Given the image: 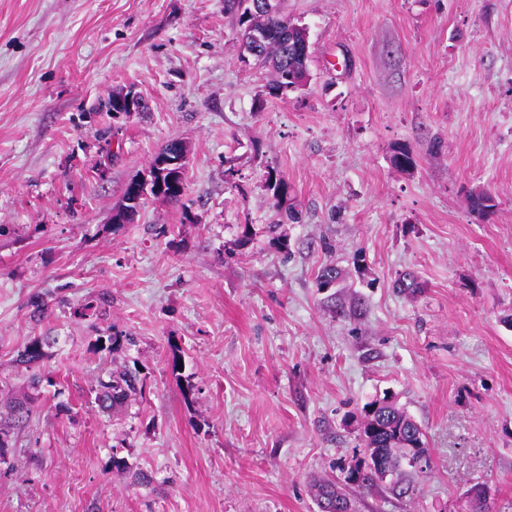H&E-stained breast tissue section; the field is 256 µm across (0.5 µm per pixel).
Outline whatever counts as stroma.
<instances>
[{"mask_svg":"<svg viewBox=\"0 0 512 512\" xmlns=\"http://www.w3.org/2000/svg\"><path fill=\"white\" fill-rule=\"evenodd\" d=\"M278 6L310 45L283 98L224 0H0V404L33 399L0 512H320L386 392L427 462L345 486L353 512H463L476 484L512 512V0ZM129 90L146 111L100 109ZM172 139L181 203L113 223ZM124 368L141 395L98 411Z\"/></svg>","mask_w":512,"mask_h":512,"instance_id":"obj_1","label":"stroma"}]
</instances>
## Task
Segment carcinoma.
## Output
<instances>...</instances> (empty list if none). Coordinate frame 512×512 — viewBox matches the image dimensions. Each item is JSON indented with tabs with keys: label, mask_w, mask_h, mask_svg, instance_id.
<instances>
[{
	"label": "carcinoma",
	"mask_w": 512,
	"mask_h": 512,
	"mask_svg": "<svg viewBox=\"0 0 512 512\" xmlns=\"http://www.w3.org/2000/svg\"><path fill=\"white\" fill-rule=\"evenodd\" d=\"M227 6L238 11V26L245 50L254 59L255 64L267 67L275 73V80L266 87L267 94L278 97L294 90L299 74L308 69L309 55L298 50L296 43L306 39L307 34L288 29L282 24L276 0H225ZM186 154L182 143L171 140L167 142L154 157L149 178L133 179L127 183L123 203L112 216L113 223L120 224L132 219L141 203H130L133 188H138V197L145 199L151 195L170 203H177L185 193L183 174H178L172 187L168 184V176L160 167L164 154L169 152ZM133 338L120 332H111L96 339V346L101 349H115L123 343H130ZM44 357L41 339H32L17 356L19 365L29 369ZM137 373L125 369L114 371L109 379L98 380L95 403L103 411H113L125 406L133 396L141 391ZM365 423L363 441L366 457L380 456L385 459L391 472H396L402 460L406 459L409 449L424 448L423 432L417 423L404 411L398 408L389 396L375 399L363 407Z\"/></svg>",
	"instance_id": "obj_1"
}]
</instances>
